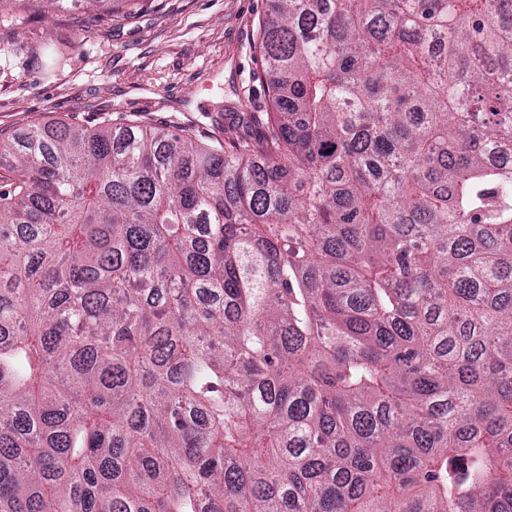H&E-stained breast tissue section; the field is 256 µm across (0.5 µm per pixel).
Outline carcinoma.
<instances>
[{"instance_id":"carcinoma-1","label":"carcinoma","mask_w":512,"mask_h":512,"mask_svg":"<svg viewBox=\"0 0 512 512\" xmlns=\"http://www.w3.org/2000/svg\"><path fill=\"white\" fill-rule=\"evenodd\" d=\"M260 48V138L12 142L0 512H512V0Z\"/></svg>"}]
</instances>
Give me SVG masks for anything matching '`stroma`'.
Returning a JSON list of instances; mask_svg holds the SVG:
<instances>
[{
	"label": "stroma",
	"instance_id": "1",
	"mask_svg": "<svg viewBox=\"0 0 512 512\" xmlns=\"http://www.w3.org/2000/svg\"><path fill=\"white\" fill-rule=\"evenodd\" d=\"M270 0H117L79 9L0 0V163L34 125L134 121L210 143L272 109L260 27Z\"/></svg>",
	"mask_w": 512,
	"mask_h": 512
}]
</instances>
